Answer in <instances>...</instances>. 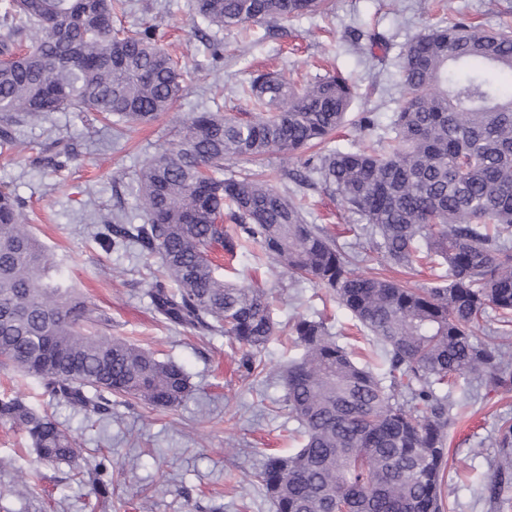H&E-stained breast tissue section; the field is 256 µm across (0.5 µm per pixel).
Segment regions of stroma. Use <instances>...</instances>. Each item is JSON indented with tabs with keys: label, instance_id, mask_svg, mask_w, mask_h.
Returning a JSON list of instances; mask_svg holds the SVG:
<instances>
[{
	"label": "stroma",
	"instance_id": "35a3bbf8",
	"mask_svg": "<svg viewBox=\"0 0 512 512\" xmlns=\"http://www.w3.org/2000/svg\"><path fill=\"white\" fill-rule=\"evenodd\" d=\"M512 35V0H334L328 15H303L267 29L237 34L207 28L191 0H128L117 24L129 31L152 26L154 36L187 65L185 90L174 110L147 124L116 126L94 113L53 112L18 129L14 150L0 153V188L22 197L35 235L50 258L87 299L112 316L110 335L143 344L180 365L193 392L176 409H151L116 398L111 413L87 416L44 394L40 383L0 369V392L19 396L50 414L77 441L85 468H100L109 485L97 499L88 477L67 463L40 461L26 434L0 424V512H274L254 474L267 455L295 451L297 421L284 405L281 369L303 348L283 331L299 317L324 314L331 334L345 340L351 315L324 290L295 283L255 245L246 246L224 277L256 276L272 290L281 331L256 356L262 372L241 375L242 350L224 336H197L157 320L148 297L156 257L135 246L104 251L98 225L143 217L133 193L141 166L169 146L180 118L220 106L247 117L240 88L255 72L314 81L337 69L356 89L348 118L377 113L387 122L407 97L399 75L400 52L428 25L458 18ZM353 28L375 29L387 49L353 43ZM68 146L58 159L56 146ZM306 153L274 154L265 175L296 192L312 224L356 223L340 198L283 181L282 169L302 168ZM512 416V392L474 386L464 416L450 429L446 482L453 512H492L478 491L496 451L479 447L503 415Z\"/></svg>",
	"mask_w": 512,
	"mask_h": 512
}]
</instances>
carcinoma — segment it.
I'll return each instance as SVG.
<instances>
[{
	"label": "carcinoma",
	"instance_id": "carcinoma-1",
	"mask_svg": "<svg viewBox=\"0 0 512 512\" xmlns=\"http://www.w3.org/2000/svg\"><path fill=\"white\" fill-rule=\"evenodd\" d=\"M124 0H9L0 18V143L14 127L72 108L148 123L172 110L185 66L150 28L114 27ZM219 31L281 23L327 12L330 0H194ZM38 46L13 52L24 28ZM512 75V38L465 18L438 24L408 42L401 82L407 97L387 125L371 112L358 121L371 150L325 148L304 172L362 222L385 262L413 269L447 266L423 288L354 272L355 256L336 233L307 222L292 198L253 174L224 177V162L262 163L275 153L323 145L339 132L355 97L340 72L297 86L273 74L249 82L256 116L193 112L170 146L137 177L142 224H104V250L133 244L155 256L161 275L149 296L156 316L201 335H224L253 356L276 330L270 293L256 279L224 280L213 257L257 244L296 281L325 289L375 339L386 363L375 372L330 335L323 319L292 327L303 355L288 362L284 402L300 425L302 447L273 454L256 478L275 512H445L449 430L458 390L475 379L512 391V95L493 79ZM24 203L0 189V366L40 381L53 400L87 414L112 397L156 409L190 394L184 370L126 338L107 336L112 319L88 303L50 260L27 224ZM234 227H224V217ZM497 312L489 340L476 339L486 309ZM407 390L415 405L399 394ZM0 423L22 429L44 462L76 461L75 442L58 422L23 400L0 394ZM493 473L481 495L512 508V418L497 427Z\"/></svg>",
	"mask_w": 512,
	"mask_h": 512
}]
</instances>
